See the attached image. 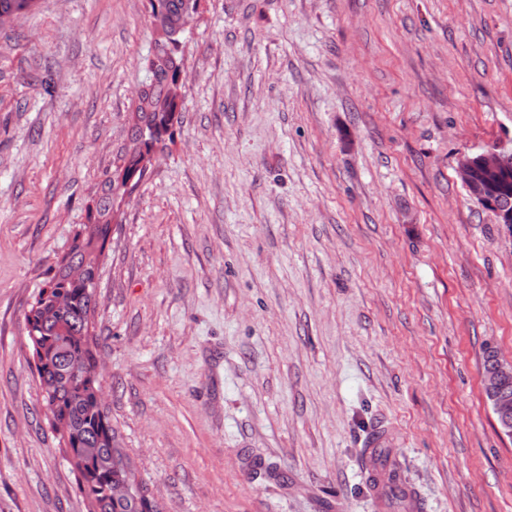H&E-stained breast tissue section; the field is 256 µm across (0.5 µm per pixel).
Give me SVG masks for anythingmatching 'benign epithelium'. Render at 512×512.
Here are the masks:
<instances>
[{
	"mask_svg": "<svg viewBox=\"0 0 512 512\" xmlns=\"http://www.w3.org/2000/svg\"><path fill=\"white\" fill-rule=\"evenodd\" d=\"M512 169V151L464 154L458 161V173L465 189L479 183L482 191L472 198L482 207L491 209L500 224L512 227V208L500 203L496 190ZM512 380V365L501 361L483 375L484 394L495 403L498 430L512 438V396L505 391V384Z\"/></svg>",
	"mask_w": 512,
	"mask_h": 512,
	"instance_id": "1",
	"label": "benign epithelium"
}]
</instances>
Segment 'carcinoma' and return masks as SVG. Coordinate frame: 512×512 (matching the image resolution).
Masks as SVG:
<instances>
[{
  "label": "carcinoma",
  "instance_id": "carcinoma-1",
  "mask_svg": "<svg viewBox=\"0 0 512 512\" xmlns=\"http://www.w3.org/2000/svg\"><path fill=\"white\" fill-rule=\"evenodd\" d=\"M35 2L0 0V16L29 11ZM195 7V0H151L153 17L166 37L156 47L164 62L149 68V83L139 98L135 139L140 147L124 157V177L108 175L101 182L94 222L76 235L68 259L57 266L25 315L26 340L42 389V407L77 472L88 512H159L119 448L109 413L98 401L102 385L95 374L97 353L89 319L96 306L97 248L105 245L109 236L112 197L125 189L126 179L132 177L137 182L143 178L136 167L137 157L165 141L180 107V90L185 86L178 57L181 20ZM61 293L68 303L57 309L52 297ZM389 480L392 502L410 507L397 470L391 471ZM120 483L129 485L133 495L113 497V489Z\"/></svg>",
  "mask_w": 512,
  "mask_h": 512
}]
</instances>
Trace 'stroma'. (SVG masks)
<instances>
[{
	"mask_svg": "<svg viewBox=\"0 0 512 512\" xmlns=\"http://www.w3.org/2000/svg\"><path fill=\"white\" fill-rule=\"evenodd\" d=\"M150 0L0 27V512H86L25 314L134 145ZM146 177L112 202L91 334L162 512H512L482 389L512 362V232L457 163L512 147V0H202ZM391 440L392 436L388 431L380 430L379 432L374 433L367 442V448L369 449L366 451V455L370 462L367 470L368 477L375 480L372 484L374 483V487L376 490L379 489V491L381 490L382 482H379L378 477L383 478L384 474L380 467V462L386 461L389 458L390 448H387V446H390ZM367 448H365V450ZM372 448H375L374 452ZM374 453L377 454L380 462L377 460V456Z\"/></svg>",
	"mask_w": 512,
	"mask_h": 512,
	"instance_id": "1",
	"label": "stroma"
}]
</instances>
